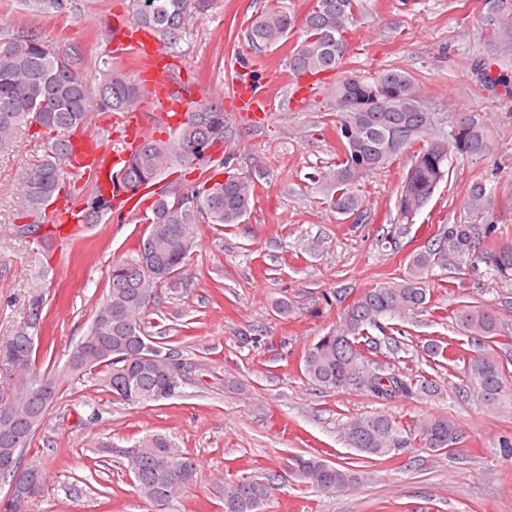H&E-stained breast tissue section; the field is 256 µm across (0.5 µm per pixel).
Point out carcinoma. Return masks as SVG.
<instances>
[{"instance_id":"cac0c4a2","label":"carcinoma","mask_w":512,"mask_h":512,"mask_svg":"<svg viewBox=\"0 0 512 512\" xmlns=\"http://www.w3.org/2000/svg\"><path fill=\"white\" fill-rule=\"evenodd\" d=\"M205 0H130L133 29H148L167 47L176 48L186 18L203 8ZM357 0H313L299 21L286 10L269 9L257 15L247 38L258 50L288 39L296 28L303 32L289 53V70L301 78L333 71L348 52L344 38L354 20ZM492 58L512 56V0H483L479 18ZM493 63L481 64L482 83L501 86L512 96V73H492ZM329 97L338 117L336 128L341 153L336 166L322 177L329 206L343 215L362 216L361 183L370 173L384 170L406 149L413 162L399 195L400 216L412 218L431 199L445 178L448 151L482 157L491 150L488 126L474 114L461 116L444 134L435 132V115L420 99L417 83L408 73L386 70L376 76H346L330 89ZM143 99L141 87L105 60L90 82L71 57L65 56L38 35L27 33L0 38V152L9 149L16 129L36 128L48 137L42 159L24 175L21 213L38 215L60 195L64 174L78 155L93 111L126 112ZM224 139V106L209 103L191 111L166 139L151 135L132 147L121 168L109 174V192L102 188L86 198L85 223L96 224L110 211L112 197L123 191L150 186L176 168L197 167L209 172L198 185L186 189H163L150 205L149 233L142 237L135 255L113 263L105 302L98 308L86 336L72 353L86 351L76 361L68 358L62 368H37L38 335L42 328V302L29 301L24 326L0 344V362L11 367L21 362L24 380L20 392L0 404V478L12 477L24 453L43 424L63 388L95 374L106 391L131 403L156 401L168 385L169 365L184 359L147 329L146 316L157 305V289L176 283L166 277L181 268L194 247L195 226L242 223L250 210L254 186L249 179L222 176L224 160L208 148ZM488 201L483 182L471 186L469 205L481 211ZM471 238L461 225H451L441 240L417 253L404 278L368 289L344 313L340 327L319 337L303 359L305 377L324 390L357 387L381 402L410 398L415 394L434 397L441 391L436 375L443 364L455 361L451 343L430 339L426 355L435 360L431 371L410 377L378 366L361 379L371 356L385 348L401 349L396 336L380 340L370 330L427 304L425 288L429 273L448 269L452 256L468 249ZM491 274L512 276V243L499 245L490 257ZM455 320L471 341L484 345L504 336L496 314L469 306ZM158 358L141 363V354ZM511 360L481 357L468 362L467 382L487 402H496L512 385ZM349 445L363 457H384L400 448L420 444L434 451L456 444L458 427L444 416L425 415L409 430L392 417L377 413L360 416L344 427ZM126 469L132 474L139 496L150 505L158 499L173 501L197 479V464L176 443L161 434L147 435L129 451ZM294 471L308 485L334 493L353 487L357 472L319 456H298ZM275 490V474L265 470L224 479L220 495L224 512H268Z\"/></svg>"}]
</instances>
